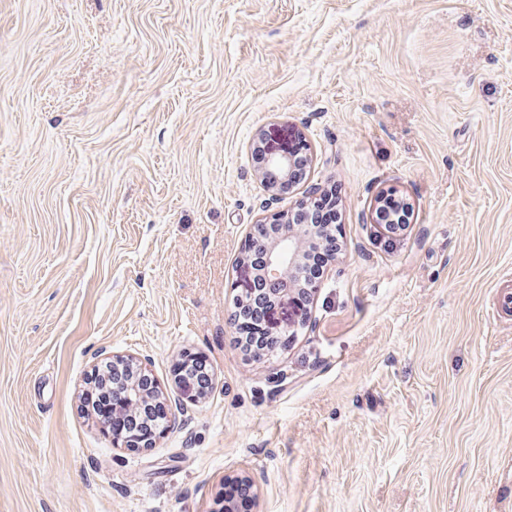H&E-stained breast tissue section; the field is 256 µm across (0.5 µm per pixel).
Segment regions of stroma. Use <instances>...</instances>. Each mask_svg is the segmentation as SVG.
<instances>
[{
    "label": "stroma",
    "instance_id": "1",
    "mask_svg": "<svg viewBox=\"0 0 512 512\" xmlns=\"http://www.w3.org/2000/svg\"><path fill=\"white\" fill-rule=\"evenodd\" d=\"M305 138L342 251L256 362L233 302ZM413 207L369 224L379 192ZM512 0H0V512H512ZM136 355L173 429L81 404ZM202 356L206 396L178 383ZM251 154L256 173L271 197L278 196V187L288 184V181L305 183L313 160L305 139L302 138L288 150L276 151L266 146L261 133H256L253 138Z\"/></svg>",
    "mask_w": 512,
    "mask_h": 512
}]
</instances>
